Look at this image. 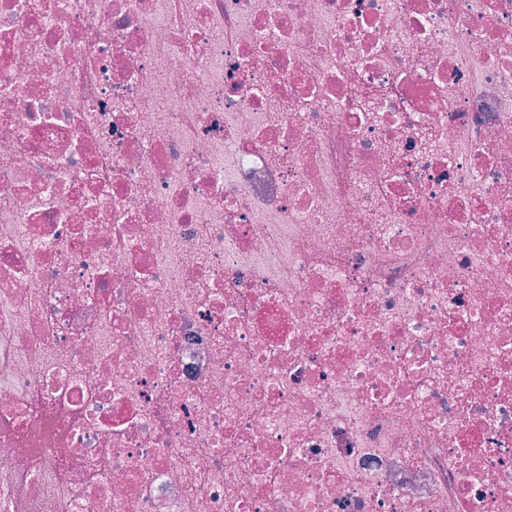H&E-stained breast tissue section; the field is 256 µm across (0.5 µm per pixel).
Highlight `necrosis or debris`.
<instances>
[{
  "mask_svg": "<svg viewBox=\"0 0 512 512\" xmlns=\"http://www.w3.org/2000/svg\"><path fill=\"white\" fill-rule=\"evenodd\" d=\"M0 512H512V0H0Z\"/></svg>",
  "mask_w": 512,
  "mask_h": 512,
  "instance_id": "1",
  "label": "necrosis or debris"
}]
</instances>
